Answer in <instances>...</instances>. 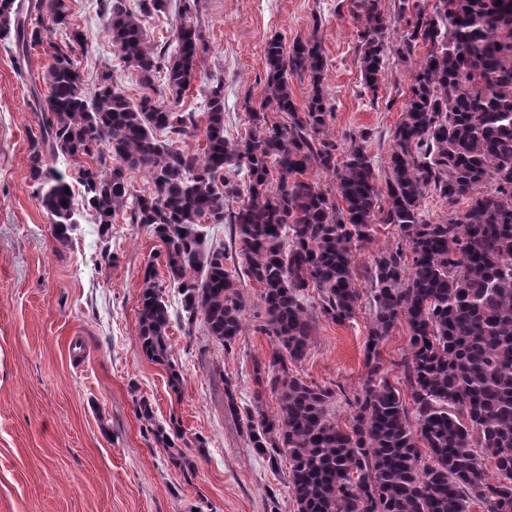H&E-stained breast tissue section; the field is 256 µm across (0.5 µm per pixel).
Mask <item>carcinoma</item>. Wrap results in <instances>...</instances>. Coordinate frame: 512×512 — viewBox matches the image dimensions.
Masks as SVG:
<instances>
[{
  "mask_svg": "<svg viewBox=\"0 0 512 512\" xmlns=\"http://www.w3.org/2000/svg\"><path fill=\"white\" fill-rule=\"evenodd\" d=\"M168 2L137 0L129 8L112 0L108 17L113 45L142 84L156 93L154 78L164 73L172 101L163 105L152 93L129 100L110 73L87 93L73 47L52 40L55 30L70 25L66 0L29 3L25 11L37 13L32 24L22 5L0 0V41L14 46L19 61L38 46L52 59L45 91L35 92L42 122L29 178L56 235L65 237L78 223L74 192H65L67 170L74 168L95 223L110 224L123 211L131 223L152 227L166 245L156 257H165L188 318L202 315L227 351L243 328L242 302L224 269V249H203L197 226L204 220L235 226L245 273L262 286L261 332L276 345L268 364L255 363L254 377L278 394L280 413L240 411L229 381L226 405L259 454L273 463L288 457L298 512H469L475 504L512 512V0H435L430 15L420 0H403L401 10L410 4L414 15L398 46L385 41L377 0H360L361 70L369 88H376L388 55L405 60L419 40L429 47L416 64L383 188L366 136L339 164L336 144L321 138L331 115L321 87L326 62L311 42H268L267 90L258 106L247 108L248 137L224 135L218 84L204 99L203 152L175 147L197 129L194 115L178 103L196 79L206 43L193 20L196 0H181L172 41L159 50L148 44L144 22ZM302 72L312 94L300 111L288 75ZM268 109L285 113L283 121H270ZM158 131L170 141H159ZM47 154L65 169L47 164ZM314 166L334 174L336 190L288 181ZM128 170L149 174L155 192H132ZM227 171L248 184L247 200L228 215L224 197L240 189ZM430 191L450 206L466 201L465 211L428 223L421 200ZM374 224L398 226L401 241L374 259L369 371L347 431L331 413L334 393L305 384L290 364L309 346V289L317 291L323 317L341 323L354 316V247L371 239ZM155 276L152 266L138 339L148 357L163 363L170 319ZM400 318L411 330L404 367L412 419L382 373L378 352ZM422 446L433 464L421 462ZM486 460L497 474L493 484Z\"/></svg>",
  "mask_w": 512,
  "mask_h": 512,
  "instance_id": "1",
  "label": "carcinoma"
}]
</instances>
